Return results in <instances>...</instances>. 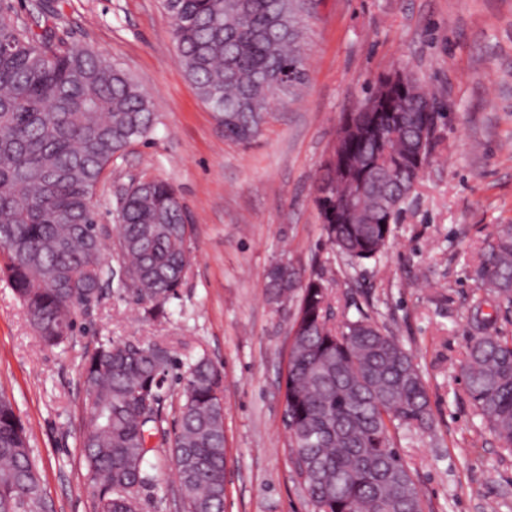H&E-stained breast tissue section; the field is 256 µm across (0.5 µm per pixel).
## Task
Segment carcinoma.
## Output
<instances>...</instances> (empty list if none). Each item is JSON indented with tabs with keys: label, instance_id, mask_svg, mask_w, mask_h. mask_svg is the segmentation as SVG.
<instances>
[{
	"label": "carcinoma",
	"instance_id": "obj_1",
	"mask_svg": "<svg viewBox=\"0 0 512 512\" xmlns=\"http://www.w3.org/2000/svg\"><path fill=\"white\" fill-rule=\"evenodd\" d=\"M181 64L214 115H225L224 138L257 137L275 101V83L304 66L299 0H163ZM25 19L0 3V273L23 303L47 346L72 335L85 301L112 282L105 243L91 251L99 224L97 187L114 156L155 127L154 105L112 60L87 44L60 43L40 15ZM410 111L384 105L380 86L367 97L386 113L382 140L362 133L344 144L348 179L324 169L331 183L318 207L330 249L351 263L376 261L390 227L373 219L402 209L423 169L403 180L400 158L431 156L423 134L435 98L403 69ZM117 253L139 301L160 313L178 296L193 224L176 190L140 180L116 207ZM476 333L462 360L467 393L502 448L512 452V336L497 327L512 314V224L487 240L475 270ZM276 304L296 302V336L283 396L297 473L316 512H423L415 476L393 443L401 429L428 427L431 409L418 366L400 342L366 313L332 322L330 284L280 261L266 275ZM491 311L485 313L483 306ZM172 362L159 344L99 342L86 349L80 377L95 411L81 440L97 512H139L141 489L157 482L154 437L170 441L169 458L187 512H224V374L205 357L186 363L172 438L161 410ZM40 475L13 404L0 397V512H47Z\"/></svg>",
	"mask_w": 512,
	"mask_h": 512
}]
</instances>
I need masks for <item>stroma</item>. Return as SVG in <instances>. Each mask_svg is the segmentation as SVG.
Here are the masks:
<instances>
[{"instance_id":"35a3bbf8","label":"stroma","mask_w":512,"mask_h":512,"mask_svg":"<svg viewBox=\"0 0 512 512\" xmlns=\"http://www.w3.org/2000/svg\"><path fill=\"white\" fill-rule=\"evenodd\" d=\"M65 42L91 45L152 99L157 121L108 166L95 202L115 228L131 179L178 192L195 228L177 298L155 316L123 288L81 315L69 344H42L0 277V393L24 424L54 512H95L80 446L89 414L81 357L96 342L157 343L224 372V512H314L291 461L283 383L293 309L271 304L266 273L292 260L321 273L337 315L369 313L422 374L429 428L394 435L425 512H512V453L473 407L461 361L473 333L483 239L512 224V0H313L307 80L259 137L225 139L178 59L161 0H46ZM408 67L441 117L421 181L378 262L351 267L324 244L313 185L336 128L383 74ZM141 512H186L167 446Z\"/></svg>"}]
</instances>
